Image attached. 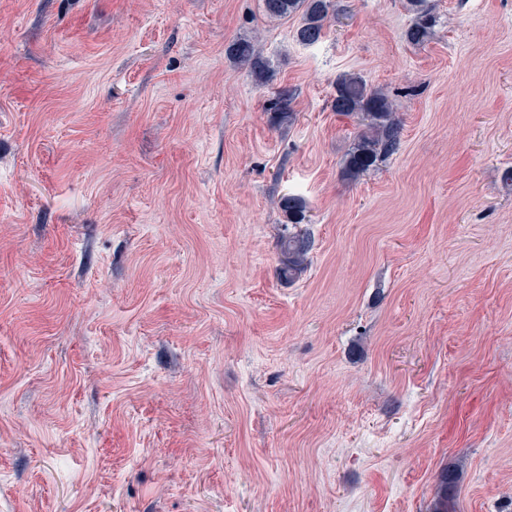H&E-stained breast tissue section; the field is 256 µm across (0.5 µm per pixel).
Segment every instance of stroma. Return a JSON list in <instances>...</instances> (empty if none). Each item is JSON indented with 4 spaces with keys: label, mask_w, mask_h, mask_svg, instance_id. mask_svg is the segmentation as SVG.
Masks as SVG:
<instances>
[{
    "label": "stroma",
    "mask_w": 512,
    "mask_h": 512,
    "mask_svg": "<svg viewBox=\"0 0 512 512\" xmlns=\"http://www.w3.org/2000/svg\"><path fill=\"white\" fill-rule=\"evenodd\" d=\"M337 4L0 0V512H512V0ZM264 14L269 19H282L292 14L301 15L295 38L302 44L317 42L328 18L336 9L335 0H262ZM410 4L415 12V18L406 36L410 43L421 44L431 37L437 22L436 16L426 6L425 0H410ZM234 56L245 64H248L250 71L259 79L266 71V64L255 43L243 41L236 44ZM340 115H361L367 123L355 136L345 159V170L359 175L395 153L400 144V121L388 97L358 76H343L336 83L332 102ZM313 247L312 239L301 229L284 233L280 240L282 255L279 275L282 279L292 282L306 268L307 258ZM455 488L454 477L448 474V470H441L437 477V491L434 498L432 512H452L453 490Z\"/></svg>",
    "instance_id": "35a3bbf8"
}]
</instances>
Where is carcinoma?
Returning a JSON list of instances; mask_svg holds the SVG:
<instances>
[{"instance_id": "1", "label": "carcinoma", "mask_w": 512, "mask_h": 512, "mask_svg": "<svg viewBox=\"0 0 512 512\" xmlns=\"http://www.w3.org/2000/svg\"><path fill=\"white\" fill-rule=\"evenodd\" d=\"M415 18L407 31V39L421 44L431 37L436 26V16L426 6L425 0H410ZM264 14L269 19H282L292 14L301 15L295 38L302 44L317 42L328 18L336 9V0H262ZM234 56L249 65L250 71L262 78L266 64L255 43L243 41L236 44ZM293 92L287 88L279 90L269 105V111L280 120L293 116ZM335 112L341 115H361L367 123L355 136L354 144L345 159V170L352 176L363 173L395 153L400 144V121L388 97L378 88L369 86L358 76H344L336 83V95L332 102ZM305 203L296 196L282 200V210L287 223L302 224L306 219ZM313 247L307 233L296 230L284 233L280 240L282 255L279 275L292 282L306 268L307 258ZM454 477L443 469L437 477V491L432 512H450L452 509Z\"/></svg>"}]
</instances>
